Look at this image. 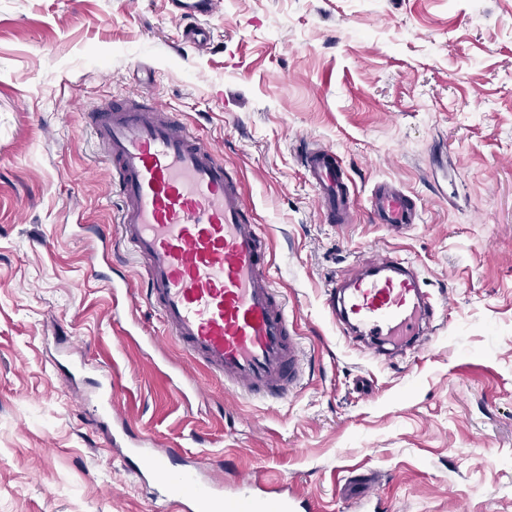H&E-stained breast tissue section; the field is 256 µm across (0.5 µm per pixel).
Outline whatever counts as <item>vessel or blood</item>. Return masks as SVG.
<instances>
[{
	"mask_svg": "<svg viewBox=\"0 0 512 512\" xmlns=\"http://www.w3.org/2000/svg\"><path fill=\"white\" fill-rule=\"evenodd\" d=\"M217 5L172 0L185 42L211 43L204 19ZM87 119L122 199L121 238L144 265L148 303L168 335L236 393H290L301 380L302 348L242 187L225 174L218 149L155 100H115ZM299 159L326 221L352 223L356 201L335 152L304 143ZM368 211L395 232L419 221L417 200L388 182L374 186ZM327 305L342 334L370 340L376 352L389 344L419 346L439 308L418 270L393 251L332 281ZM112 442L124 441L116 436ZM124 443L131 471L151 480L163 499L179 502L182 512H320L308 496L261 493L260 475L238 479L236 493L228 495L192 454L156 450L145 436Z\"/></svg>",
	"mask_w": 512,
	"mask_h": 512,
	"instance_id": "b4317fda",
	"label": "vessel or blood"
}]
</instances>
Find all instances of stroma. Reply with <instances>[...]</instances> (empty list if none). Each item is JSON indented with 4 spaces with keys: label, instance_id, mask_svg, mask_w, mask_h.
Instances as JSON below:
<instances>
[{
    "label": "stroma",
    "instance_id": "obj_1",
    "mask_svg": "<svg viewBox=\"0 0 512 512\" xmlns=\"http://www.w3.org/2000/svg\"><path fill=\"white\" fill-rule=\"evenodd\" d=\"M208 24L199 50L168 0H0V512H173L87 411L110 376L134 433L224 485L259 471L323 512H512V0H220ZM118 97L175 108L241 180L303 350L287 396L190 366L147 303L84 120ZM303 141L340 158L353 223L326 222ZM379 182L417 198L418 224L373 223ZM104 227L130 312L89 275ZM385 249L442 308L418 352L378 362L326 289ZM185 365L187 397L168 382ZM369 471L361 507L343 487Z\"/></svg>",
    "mask_w": 512,
    "mask_h": 512
}]
</instances>
